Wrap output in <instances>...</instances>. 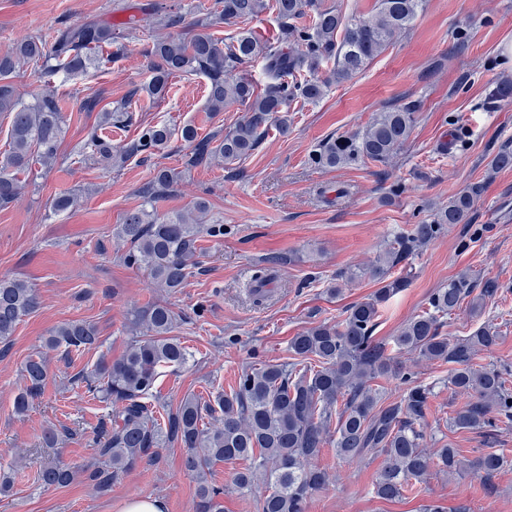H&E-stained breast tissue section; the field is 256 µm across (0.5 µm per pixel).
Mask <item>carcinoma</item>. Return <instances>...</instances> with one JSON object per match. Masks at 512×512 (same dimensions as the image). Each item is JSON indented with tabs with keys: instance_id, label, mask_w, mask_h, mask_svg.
I'll return each mask as SVG.
<instances>
[{
	"instance_id": "carcinoma-1",
	"label": "carcinoma",
	"mask_w": 512,
	"mask_h": 512,
	"mask_svg": "<svg viewBox=\"0 0 512 512\" xmlns=\"http://www.w3.org/2000/svg\"><path fill=\"white\" fill-rule=\"evenodd\" d=\"M422 5L423 0H377L372 15L348 19L340 10L323 6L321 0H215L205 17L191 22L181 14H169L163 26L170 33L155 38L148 50L151 78L146 91L161 98L173 75L199 74L207 80L210 111L221 112L234 104L245 107V116L218 139L200 141L190 125L180 131L181 140L194 145L191 165L232 164L256 150L270 123L287 135L288 112L294 102L318 101L330 85L360 74L393 44L397 34L409 28ZM267 9L276 14L280 35L273 42L260 43L248 24ZM220 24L236 27L235 34L223 38L210 31ZM173 28L178 32H171ZM112 41L110 25L95 20L62 22L49 38L23 37L0 55V112L12 114L10 148L0 159V208L19 196V174L35 163L49 167L55 162L64 134L60 99L46 90L24 102L13 81L17 68L32 64L47 77L61 71L82 73L95 64L92 51ZM258 55L271 75L261 92L243 75L244 66ZM419 111L420 104L413 101L378 112L361 131L321 140L313 162L326 169L366 163L385 166L407 143ZM173 137L174 131L163 124L148 125L136 142L115 153L112 141L93 131L86 149L89 157L110 163L138 153L160 152ZM182 180L176 168L156 169L141 189L143 203L124 215L115 232L130 244L124 262L144 269L156 286L169 291L183 287L191 277L200 235H224V225L204 223L209 211L204 199L185 210L158 214V201ZM483 191L484 183L469 184L430 219L395 233L371 264L337 273L336 280L346 284L370 278L381 287L350 304L341 319L321 322L293 336L292 362L247 367L215 404L187 398L163 423L148 404L158 370L184 365L189 352L172 335L178 315L167 302L130 309L128 325L144 330L145 335L132 341L120 358L102 354L91 371L77 376L114 413L101 421L96 439L104 466L88 474L98 492L109 491L120 474L142 460L155 461L158 449L173 442L183 450L185 468L198 480L196 512H224V490L210 483L207 474L216 462L239 460L249 465L234 473L233 486L242 494L263 486L258 512H307L313 492L330 483L328 472L317 465L328 445L349 462L383 457L372 493L384 501L402 498L434 466L448 474L471 471L486 482V494L494 495L492 479L512 465L504 449L488 448L472 460L448 444L429 451L425 419L431 389L419 381L413 367L397 360L388 353L386 343L373 336L384 305L408 286L407 277H395L393 270L452 226L467 223ZM276 265L277 260L269 258L255 271L249 285L254 305L266 301L265 287L275 278ZM477 287L480 294L471 301L475 312L499 290L496 280L478 283L463 271L435 289L426 309L407 320L391 340L400 354L451 365L448 388L469 400L454 411L447 425L485 432L496 427L501 417L512 422V366L480 363L482 355L491 354L498 345V331L487 323L462 338L451 339L443 332L445 319ZM37 304L35 289L27 281L0 278V343L9 342L19 321ZM99 345L97 328L80 321L57 326L45 341L50 350L62 347L68 352ZM23 373L27 385L14 398L17 413L25 412L39 395L47 378L45 359H28ZM379 379L403 385L400 399L385 402ZM207 417L211 422H204ZM74 478L75 471L60 462L43 465L38 474L46 487L65 486Z\"/></svg>"
}]
</instances>
